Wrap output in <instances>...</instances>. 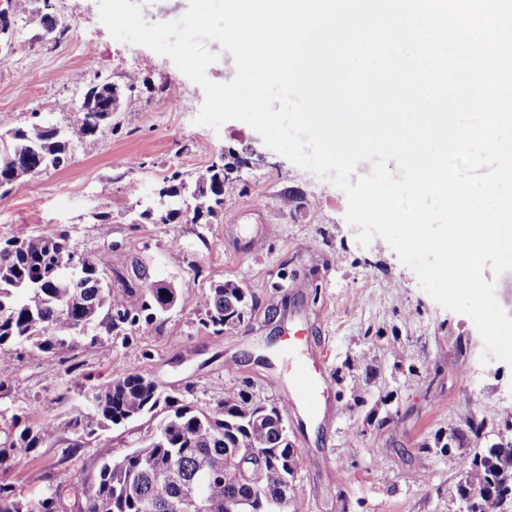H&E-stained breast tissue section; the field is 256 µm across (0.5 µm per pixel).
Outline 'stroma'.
<instances>
[{
  "label": "stroma",
  "instance_id": "obj_1",
  "mask_svg": "<svg viewBox=\"0 0 512 512\" xmlns=\"http://www.w3.org/2000/svg\"><path fill=\"white\" fill-rule=\"evenodd\" d=\"M54 4L63 39L39 23L43 0H29L0 54V136L35 122L65 127L95 80L124 93L111 126L74 143L68 166L0 190V240L65 230L87 254L111 251L122 276L143 267L183 296L161 326L113 340L107 355L86 351L81 372L96 386L118 368L141 373L161 390H187L197 407L228 388L282 403L288 373L276 340L283 323L303 321L307 354L327 359L331 390L325 418L287 417L300 459L294 495L306 512H466L457 492L464 463L512 445V367L481 363L473 321L440 307L384 239L358 243L347 197L330 178L269 149L244 122L196 124L203 89L169 57L113 39L98 0ZM221 157L238 173L218 219L142 223L165 176L193 179ZM256 236L263 242L253 251ZM228 280L257 305L244 327L216 335L200 326L198 305ZM1 363L11 388L0 408L35 398L43 418L83 409L65 366L13 347L0 350ZM471 420L483 423L481 435ZM61 450L17 459L14 482L38 492Z\"/></svg>",
  "mask_w": 512,
  "mask_h": 512
}]
</instances>
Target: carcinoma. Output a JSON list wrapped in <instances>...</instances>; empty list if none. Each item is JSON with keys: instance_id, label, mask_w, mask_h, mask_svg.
<instances>
[{"instance_id": "obj_1", "label": "carcinoma", "mask_w": 512, "mask_h": 512, "mask_svg": "<svg viewBox=\"0 0 512 512\" xmlns=\"http://www.w3.org/2000/svg\"><path fill=\"white\" fill-rule=\"evenodd\" d=\"M86 94L96 102L72 113L59 133L41 123L17 128L0 144V183L12 186L46 170L47 162L71 159L73 141L95 136L106 125L108 113L100 111L103 90L90 84ZM234 167L224 159L211 164L195 179L190 199V223L208 224L224 210V190L232 185L225 172ZM181 173L163 180L159 197L180 198L185 189ZM148 297L138 307L130 304L135 286H112L109 253L86 255L70 234L52 231L17 236L0 242V350L28 348L52 366L76 360L87 349L108 352L112 337L127 339L154 325L180 304L182 294L173 283L164 288L145 275ZM256 304L231 281L210 289L201 305L203 328L220 334L244 324ZM106 391L92 389L89 412L72 417L29 422L38 410L34 401L17 411L0 409V512H226L240 499L249 501L247 512H269L270 504L283 502L279 512H303L292 494L282 497L291 471L299 470L288 438H279L258 421L260 403L243 389L231 388L212 407L198 408L182 393L168 394L139 373L119 371L105 383ZM146 416L159 419L145 441L120 457L99 453L93 477L84 481L69 472L42 492L26 494L10 479L17 458L55 445L67 436L59 464L91 444L103 432L125 427ZM238 457L264 452L258 469L240 471L224 467V450ZM467 487L485 490L495 485L508 491L504 498L483 501L480 512L512 502V462L498 467L486 458L473 457L466 468Z\"/></svg>"}]
</instances>
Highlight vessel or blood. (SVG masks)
<instances>
[{
    "instance_id": "b4317fda",
    "label": "vessel or blood",
    "mask_w": 512,
    "mask_h": 512,
    "mask_svg": "<svg viewBox=\"0 0 512 512\" xmlns=\"http://www.w3.org/2000/svg\"><path fill=\"white\" fill-rule=\"evenodd\" d=\"M283 352L286 356L289 388L286 407L302 412L307 418L323 416L327 379L321 368L310 362L302 352L306 330L295 323L283 331Z\"/></svg>"
}]
</instances>
